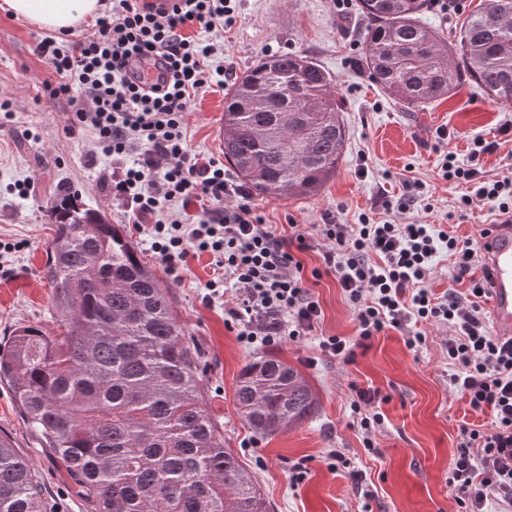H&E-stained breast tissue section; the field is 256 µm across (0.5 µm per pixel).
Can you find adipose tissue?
Instances as JSON below:
<instances>
[{"label":"adipose tissue","instance_id":"1","mask_svg":"<svg viewBox=\"0 0 512 512\" xmlns=\"http://www.w3.org/2000/svg\"><path fill=\"white\" fill-rule=\"evenodd\" d=\"M0 9L40 27L60 33L94 20L99 0H0Z\"/></svg>","mask_w":512,"mask_h":512}]
</instances>
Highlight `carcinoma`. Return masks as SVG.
Instances as JSON below:
<instances>
[{"label": "carcinoma", "instance_id": "obj_1", "mask_svg": "<svg viewBox=\"0 0 512 512\" xmlns=\"http://www.w3.org/2000/svg\"><path fill=\"white\" fill-rule=\"evenodd\" d=\"M428 0H359L371 80L409 110L468 76L512 106V0H484L456 32L455 54L421 23ZM224 159L269 200L311 195L346 150L333 78L299 52L271 55L224 94ZM44 279L54 336L32 326L0 344V385L89 512H267L252 475L211 414L200 352L156 270L99 211L55 197ZM236 405L255 433L307 420L317 397L275 355L241 370ZM0 512H47L41 483L0 434Z\"/></svg>", "mask_w": 512, "mask_h": 512}]
</instances>
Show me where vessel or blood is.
<instances>
[{"label":"vessel or blood","mask_w":512,"mask_h":512,"mask_svg":"<svg viewBox=\"0 0 512 512\" xmlns=\"http://www.w3.org/2000/svg\"><path fill=\"white\" fill-rule=\"evenodd\" d=\"M484 264L492 274L489 317L495 335L512 338V225L496 224L484 238Z\"/></svg>","instance_id":"b4317fda"}]
</instances>
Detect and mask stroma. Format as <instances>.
Instances as JSON below:
<instances>
[{
    "mask_svg": "<svg viewBox=\"0 0 512 512\" xmlns=\"http://www.w3.org/2000/svg\"><path fill=\"white\" fill-rule=\"evenodd\" d=\"M366 29L358 0L341 7L334 0H238L231 25L209 31L190 27L191 35L214 45L210 67L224 71L222 82L200 89L190 105L185 124L191 153L223 160L217 131L224 123L229 85L263 57L299 51L335 80L347 146L317 195L280 201L252 196L266 223L292 220L312 226L336 212L347 224L369 215L399 224H432L478 239L497 217L477 202L463 222H456L457 202L468 188L444 179L442 165L451 152L460 165L478 166L486 178L512 177V136L499 132L512 119V107L496 103L464 79L451 98L428 111H403L369 77L362 51ZM46 35L0 9V103H7L11 113L0 124V342L24 325L53 332L51 291L42 277L46 243L54 234L48 209L57 190L76 191L88 207L121 225L169 288L180 321L206 364L208 403L224 426V444L251 472L270 512H359L365 503L351 479L328 467L332 448L341 449L362 474L373 492L366 503L372 512H457L448 470L458 428L465 421L488 423L489 417L471 411L450 385L453 369L444 349L449 329L426 327L425 342L413 349L400 332L385 330L369 348L357 349L347 364L323 356L318 336L276 346V354L311 384L319 403L311 417L287 431L268 438L254 435L237 410L235 389L240 371L262 355V348L241 342L225 323L223 297L208 296L206 284L214 276L210 256L188 257L178 275H171L149 237L127 224L122 202L110 192L111 158L89 161L91 131H68L66 103L45 101L44 85L54 75L35 47ZM442 130L447 139H439ZM477 137L496 147L475 159L470 144ZM405 194L414 198L409 211L386 209V202ZM310 290L322 310L318 335L353 337L354 309L334 277H322ZM355 385L385 397L380 405L384 422L373 435L371 451L350 418ZM0 431L36 472L48 502L64 503V512H88L64 467L42 448L3 385ZM301 460L309 472L297 484L291 467Z\"/></svg>",
    "mask_w": 512,
    "mask_h": 512,
    "instance_id": "obj_1",
    "label": "stroma"
}]
</instances>
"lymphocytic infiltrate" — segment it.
<instances>
[{
	"label": "lymphocytic infiltrate",
	"instance_id": "lymphocytic-infiltrate-1",
	"mask_svg": "<svg viewBox=\"0 0 512 512\" xmlns=\"http://www.w3.org/2000/svg\"><path fill=\"white\" fill-rule=\"evenodd\" d=\"M236 0H112L81 39L43 38L36 54L55 75L49 99L67 100L69 128L94 134L98 155L112 160L113 197L129 223L148 232L151 248L168 270L192 255L212 256L218 270L207 288L224 294L228 327L247 344L274 346L311 335L321 308L306 277L334 276L355 311L356 336H323L324 355L352 361L356 349L387 329L408 347L425 341L424 328L451 330L444 347L454 367L452 386L490 423L459 427L448 483L461 512H512V338L491 335L484 319L488 273L472 239L434 232L429 224H393L363 219L339 222L326 214L319 225L326 243L324 266L304 274L298 252L309 249L303 225L290 233L264 223L249 194L232 183L223 164L193 155L184 120L192 95L204 86L213 45L189 35L197 25L210 29L231 22ZM154 65L156 81L144 82L138 68ZM447 180L475 187L459 209L474 200L500 217H512V179L487 180L474 167L447 156ZM454 260L456 286L436 294L428 286L439 250ZM380 394L355 388L353 422L364 430L365 448L384 421L375 411Z\"/></svg>",
	"mask_w": 512,
	"mask_h": 512
}]
</instances>
